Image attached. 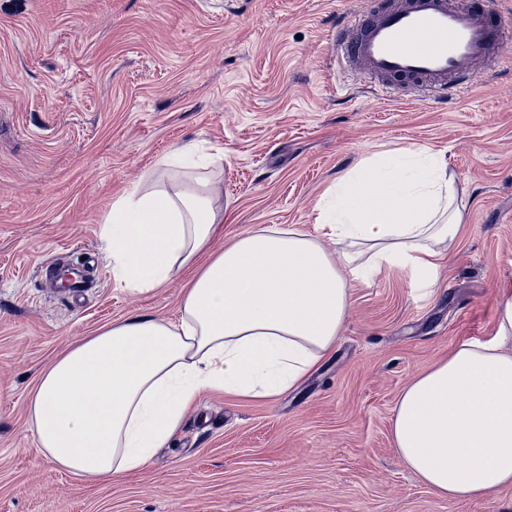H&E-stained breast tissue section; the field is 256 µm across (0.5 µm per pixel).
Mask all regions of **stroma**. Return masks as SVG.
Masks as SVG:
<instances>
[{
  "label": "stroma",
  "mask_w": 512,
  "mask_h": 512,
  "mask_svg": "<svg viewBox=\"0 0 512 512\" xmlns=\"http://www.w3.org/2000/svg\"><path fill=\"white\" fill-rule=\"evenodd\" d=\"M367 0H0V512H512V489L450 500L392 440L402 390L496 335L512 289V34L477 89L393 101L330 65ZM220 148L224 236L316 231L326 190L374 153L443 152L465 205L436 269L350 279L333 354L274 399L203 393L143 472L88 482L37 456L29 400L70 343L175 318L188 280L117 286L101 224L175 146ZM74 267L86 288L48 270Z\"/></svg>",
  "instance_id": "1"
}]
</instances>
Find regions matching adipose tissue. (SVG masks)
Masks as SVG:
<instances>
[{
	"mask_svg": "<svg viewBox=\"0 0 512 512\" xmlns=\"http://www.w3.org/2000/svg\"><path fill=\"white\" fill-rule=\"evenodd\" d=\"M185 153L116 197L101 231L120 287L148 293L192 269L177 320L131 316L79 337L30 398L36 455L88 481L145 469L202 393L272 399L296 387L336 345L350 307L343 264L357 276L384 263L431 270L464 223L444 154L421 146L338 178L318 205V235L259 227L214 253L224 207L210 182L166 183ZM326 238L346 246L344 260ZM497 315L492 340L462 343L396 405L400 458L451 500L512 487V291Z\"/></svg>",
	"mask_w": 512,
	"mask_h": 512,
	"instance_id": "1",
	"label": "adipose tissue"
}]
</instances>
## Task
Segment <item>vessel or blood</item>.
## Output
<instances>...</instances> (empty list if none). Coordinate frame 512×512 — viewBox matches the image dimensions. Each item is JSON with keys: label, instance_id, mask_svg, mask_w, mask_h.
<instances>
[{"label": "vessel or blood", "instance_id": "b4317fda", "mask_svg": "<svg viewBox=\"0 0 512 512\" xmlns=\"http://www.w3.org/2000/svg\"><path fill=\"white\" fill-rule=\"evenodd\" d=\"M510 32L493 0H370L337 29L336 55L381 88L409 84L450 101L477 84L479 64Z\"/></svg>", "mask_w": 512, "mask_h": 512}]
</instances>
